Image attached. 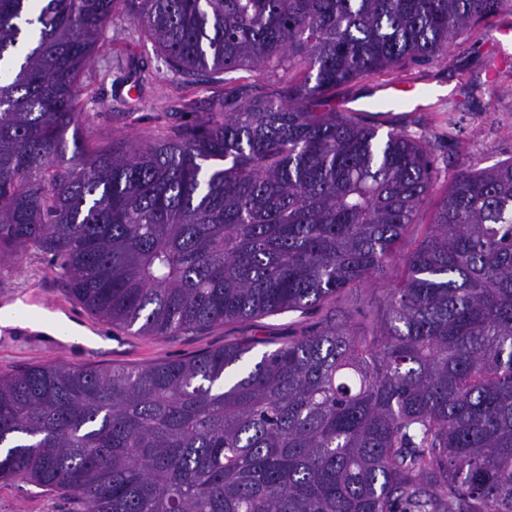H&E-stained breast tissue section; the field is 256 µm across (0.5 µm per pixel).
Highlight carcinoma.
Instances as JSON below:
<instances>
[{"label": "carcinoma", "mask_w": 512, "mask_h": 512, "mask_svg": "<svg viewBox=\"0 0 512 512\" xmlns=\"http://www.w3.org/2000/svg\"><path fill=\"white\" fill-rule=\"evenodd\" d=\"M30 2L0 0V272L41 253L136 336L324 314L249 367L256 339L0 375V481L76 512H512V158L453 174L401 256L434 191L429 143L332 104L447 61L512 0ZM116 19L193 83L228 84L224 111L106 151L67 140ZM252 69L279 87L227 77ZM397 261L358 330L338 298ZM237 78V83L254 85L260 91L273 89L279 82L281 72L237 71L227 75ZM433 216V206L429 205L421 210L416 218L415 224H411L405 231L402 239V251L413 247L421 238L425 224H430Z\"/></svg>", "instance_id": "obj_1"}]
</instances>
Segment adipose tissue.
Returning <instances> with one entry per match:
<instances>
[{
	"label": "adipose tissue",
	"instance_id": "1",
	"mask_svg": "<svg viewBox=\"0 0 512 512\" xmlns=\"http://www.w3.org/2000/svg\"><path fill=\"white\" fill-rule=\"evenodd\" d=\"M0 328L9 332L27 330L74 345L93 340L89 331L65 314L36 305L24 307L17 302L0 308Z\"/></svg>",
	"mask_w": 512,
	"mask_h": 512
}]
</instances>
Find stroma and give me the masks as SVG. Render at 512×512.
I'll return each mask as SVG.
<instances>
[{
	"instance_id": "stroma-1",
	"label": "stroma",
	"mask_w": 512,
	"mask_h": 512,
	"mask_svg": "<svg viewBox=\"0 0 512 512\" xmlns=\"http://www.w3.org/2000/svg\"><path fill=\"white\" fill-rule=\"evenodd\" d=\"M512 24V9L481 19L460 35L452 45L447 62L406 63L398 70L379 72L338 87L337 102H361V116L381 130L402 129L428 140L436 176L434 188L443 192L459 169L480 170L512 157V70L502 72L496 85H488L491 66L489 34L495 25ZM152 77L149 86L139 89L137 98L127 90L138 72ZM411 80L424 88L428 97L423 105L407 102L382 104L375 94L376 83ZM224 101V88H205L180 77L158 54L152 42L136 27L115 22L107 29L105 43L89 67L84 82L82 105L95 120L87 137L95 147L106 149L113 140L129 137L147 140L172 127L190 122L193 111H205ZM395 274L377 281L375 288L348 292L339 303L363 330L379 318L376 299L380 289L394 287ZM12 289L14 298L29 304L44 305L45 289L56 298L67 299V285L48 260L36 253H25L14 263L11 273L0 278V291ZM94 334L108 339L98 358L102 365H141L177 357L193 356L223 347L234 340L254 338V355L275 349L301 329L320 321L319 310L285 312L264 317L258 322L230 323L178 336H135L129 331L97 319L80 304L67 311ZM54 361L71 366L83 365L81 350L68 348L55 355L33 349L18 354L0 353V375L14 374ZM70 500L36 492L31 485L15 481L0 482V512H74Z\"/></svg>"
}]
</instances>
